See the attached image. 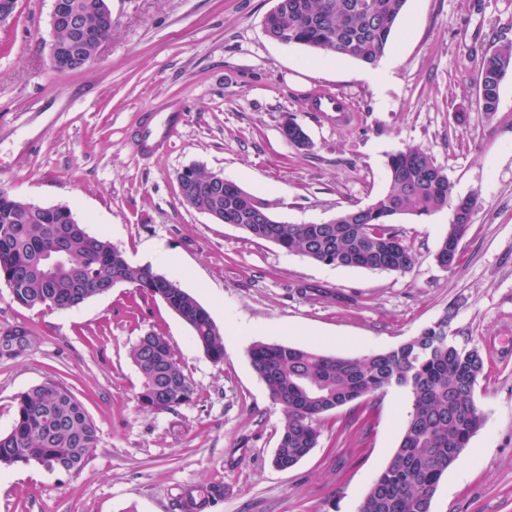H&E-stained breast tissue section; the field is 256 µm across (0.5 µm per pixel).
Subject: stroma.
Instances as JSON below:
<instances>
[{
    "label": "stroma",
    "instance_id": "1",
    "mask_svg": "<svg viewBox=\"0 0 512 512\" xmlns=\"http://www.w3.org/2000/svg\"><path fill=\"white\" fill-rule=\"evenodd\" d=\"M112 35L76 72L49 61L53 0H16L0 21V190L69 207L134 265L178 276L224 336L213 363L188 325L128 284L68 309H29L0 283V328L35 346L0 358V432L15 396L67 384L99 430L76 476L36 464L0 471V512H179L191 487L220 484L207 512H356L397 448L410 397L392 388L322 417L316 448L288 470L272 458L284 414L249 356L258 342L357 356L399 346L440 317L485 359L475 402L485 422L442 476L431 512H512V72L498 108L477 104L486 53L512 44V0H407L375 68L271 40L274 0H107ZM327 88L355 118L339 128L308 112ZM182 100L187 120L151 159L132 135L147 112ZM295 120L312 145L282 128ZM413 146L479 205L462 257L435 254L447 212L399 217L416 255L406 274L329 266L214 221L180 200L188 166L223 173L288 224H323L389 185L387 157ZM171 344L195 383L164 412L137 401L129 350L146 332Z\"/></svg>",
    "mask_w": 512,
    "mask_h": 512
}]
</instances>
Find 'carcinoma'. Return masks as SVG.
Wrapping results in <instances>:
<instances>
[{
	"instance_id": "cac0c4a2",
	"label": "carcinoma",
	"mask_w": 512,
	"mask_h": 512,
	"mask_svg": "<svg viewBox=\"0 0 512 512\" xmlns=\"http://www.w3.org/2000/svg\"><path fill=\"white\" fill-rule=\"evenodd\" d=\"M87 37L77 64L54 67L79 71L93 61L96 43L112 35L106 0H65ZM277 15L264 24L275 36L288 31L291 44L351 57L375 66L386 52L406 0H278ZM71 31L52 34L51 47L69 53ZM512 71V44L483 59L477 96L487 115L497 111L500 85ZM388 191L362 208H345L327 224H286L269 204L236 183H209L210 173L195 167L178 177L181 201L200 211L219 209L250 235L272 241L309 260L337 267L402 273L416 255L402 243L392 220L423 219L452 210V183L444 168L416 147L388 156ZM463 225L448 216L438 253L460 257ZM0 282L13 302L27 307L69 309L107 288L131 284L162 299L192 330L194 340L214 363L224 361V340L208 311L182 288L178 278L150 265L134 266L102 236L90 234L66 206L45 207L0 190ZM22 326L0 332V357L13 358L34 343ZM142 385L137 399L151 412H163L193 398L195 386L179 367L168 340L155 332L130 350ZM252 366L273 401L284 412L274 465L291 468L317 447L321 417L388 388L411 397L398 447L363 495L357 512H430L443 474L482 427L475 403L482 353L448 336V316L396 348L357 357L326 355L279 343H258ZM100 441L98 428L82 401L66 385L47 380L15 397L10 431L0 433V470L37 464L49 472L77 474ZM224 496V486L187 490L181 512H205Z\"/></svg>"
}]
</instances>
